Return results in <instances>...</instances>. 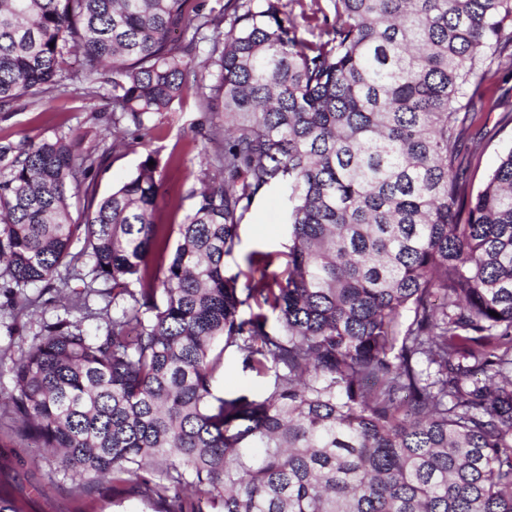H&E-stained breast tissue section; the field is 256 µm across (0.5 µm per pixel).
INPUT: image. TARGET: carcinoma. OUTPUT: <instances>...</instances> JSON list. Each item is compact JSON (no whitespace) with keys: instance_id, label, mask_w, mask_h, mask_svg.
Masks as SVG:
<instances>
[{"instance_id":"1","label":"carcinoma","mask_w":512,"mask_h":512,"mask_svg":"<svg viewBox=\"0 0 512 512\" xmlns=\"http://www.w3.org/2000/svg\"><path fill=\"white\" fill-rule=\"evenodd\" d=\"M331 2L330 24L282 0H0V112L61 90L76 50L85 96L110 87L137 131L190 74L224 113L221 178L201 171L172 252L157 166L100 197L78 139L0 141V286L86 256L121 311L101 336L48 325L10 366L16 434L76 495L110 475L164 512H512V147L471 193L483 113L461 104L512 70V0ZM281 187L285 267L229 272ZM228 348L263 395L213 393ZM0 512L30 509L0 483Z\"/></svg>"}]
</instances>
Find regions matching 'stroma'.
I'll list each match as a JSON object with an SVG mask.
<instances>
[{
  "instance_id": "obj_1",
  "label": "stroma",
  "mask_w": 512,
  "mask_h": 512,
  "mask_svg": "<svg viewBox=\"0 0 512 512\" xmlns=\"http://www.w3.org/2000/svg\"><path fill=\"white\" fill-rule=\"evenodd\" d=\"M220 112H207L193 91H186L174 101L170 111L154 114L145 129L134 132L125 124H113L112 103L106 99H88L78 86L55 94L42 102H20L8 117L0 116V139L15 140L21 135L51 139L66 134L82 138L84 149L104 153L105 162L96 176L99 194L109 193L132 176L142 161L153 158L162 175V189L155 212L159 224H180L195 202L193 190L200 184L188 177L197 166L200 154L212 148L201 132L211 124L223 123ZM110 128L106 139H98L103 128ZM512 147V123L499 125L488 121L482 137L473 145L475 172L473 188H480L487 174L496 166L500 155ZM288 192L274 190L259 195L238 229V240L231 255L226 256L229 272L244 267L246 256L254 251L279 252L288 245ZM91 268L88 258L72 267H60L51 290L28 288L25 306H17L0 293V358L15 359L24 353L46 326L60 320H81L83 330L91 336L104 333L109 321L104 308L107 295L86 294L82 277ZM265 378L242 372L233 353H226L224 366L215 378L214 391L220 396L246 392L261 395ZM13 388L8 367L0 366V453L15 457L16 472L0 479L10 485L20 498L33 497L42 512H161L156 500L135 496L123 501L112 497V481L104 479L86 499L76 500L67 474L56 470L45 449L16 435L3 403Z\"/></svg>"
}]
</instances>
